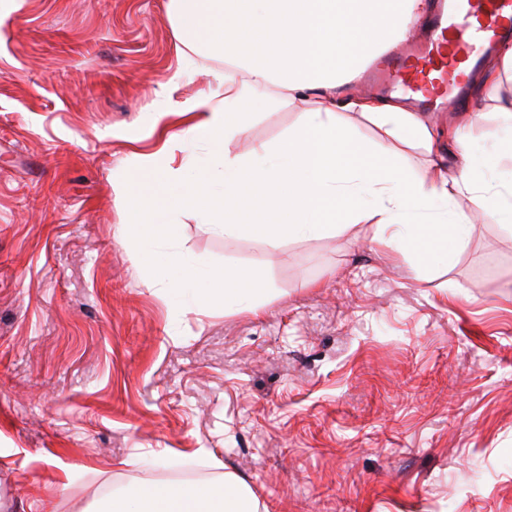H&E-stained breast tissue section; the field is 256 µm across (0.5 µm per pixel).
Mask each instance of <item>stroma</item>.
<instances>
[{
  "label": "stroma",
  "instance_id": "stroma-1",
  "mask_svg": "<svg viewBox=\"0 0 512 512\" xmlns=\"http://www.w3.org/2000/svg\"><path fill=\"white\" fill-rule=\"evenodd\" d=\"M168 0H0V512H88L104 488L230 471L260 512H512V232L482 220L429 273L374 224L176 250L253 269L258 312L173 304L129 246L122 189L224 56H179ZM512 76L423 113L448 167L489 152ZM300 108L256 106L234 155ZM207 449L210 459L199 456ZM140 456V466L117 468Z\"/></svg>",
  "mask_w": 512,
  "mask_h": 512
}]
</instances>
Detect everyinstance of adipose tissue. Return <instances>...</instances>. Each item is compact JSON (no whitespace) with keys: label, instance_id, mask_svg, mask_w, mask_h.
I'll use <instances>...</instances> for the list:
<instances>
[{"label":"adipose tissue","instance_id":"1","mask_svg":"<svg viewBox=\"0 0 512 512\" xmlns=\"http://www.w3.org/2000/svg\"><path fill=\"white\" fill-rule=\"evenodd\" d=\"M427 8L426 0H169L181 54H225L228 70L219 78L220 93L179 109L189 132L210 149L204 165L177 163L180 137L165 130L157 151L132 155L140 178L128 190L137 200L130 240L138 254L171 236L179 211L199 191L229 204L247 177L263 188L268 208L291 215V224H228L209 210L206 230L229 237L251 231L275 248L286 236L325 237L370 221L389 231L388 246L411 255L426 272L449 245H465L476 230L471 218L451 210L455 194H469L476 213L512 229V178L494 174L489 158L465 156L462 173L453 175L435 161L434 133L416 114L393 100L344 91L387 45L406 40ZM244 16L269 32L273 49L263 59L224 49L225 34ZM259 91L269 109L284 101L300 104V119L285 143L230 156L226 139L246 125L231 111ZM350 112L373 122L380 142L360 137L346 118ZM405 146L431 155L424 172L404 163ZM150 264L173 301L190 291L214 307L254 312L261 304L259 283L248 270L210 268L178 253ZM101 512H259V501L228 472L208 484L121 487L103 499Z\"/></svg>","mask_w":512,"mask_h":512}]
</instances>
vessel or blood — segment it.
<instances>
[{
    "label": "vessel or blood",
    "instance_id": "vessel-or-blood-1",
    "mask_svg": "<svg viewBox=\"0 0 512 512\" xmlns=\"http://www.w3.org/2000/svg\"><path fill=\"white\" fill-rule=\"evenodd\" d=\"M422 25L426 40L390 57L371 79L379 86H403L423 106L443 95L449 105L463 107L467 73L488 52L512 42V0H438Z\"/></svg>",
    "mask_w": 512,
    "mask_h": 512
}]
</instances>
